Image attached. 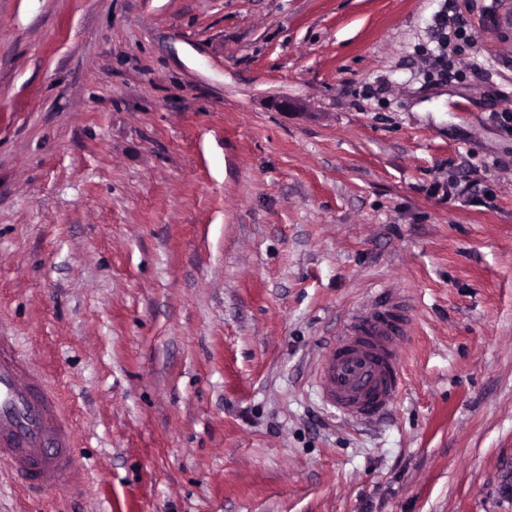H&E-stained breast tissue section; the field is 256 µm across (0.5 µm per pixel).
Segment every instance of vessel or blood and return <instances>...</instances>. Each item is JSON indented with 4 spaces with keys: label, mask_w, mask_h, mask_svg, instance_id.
<instances>
[{
    "label": "vessel or blood",
    "mask_w": 512,
    "mask_h": 512,
    "mask_svg": "<svg viewBox=\"0 0 512 512\" xmlns=\"http://www.w3.org/2000/svg\"><path fill=\"white\" fill-rule=\"evenodd\" d=\"M409 323L400 305L353 314L317 370L323 400L352 420L385 414L403 385L398 342ZM71 431L16 344L0 336V464L38 487L73 477Z\"/></svg>",
    "instance_id": "1"
}]
</instances>
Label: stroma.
I'll list each match as a JSON object with an SVG mask.
<instances>
[{"label":"stroma","mask_w":512,"mask_h":512,"mask_svg":"<svg viewBox=\"0 0 512 512\" xmlns=\"http://www.w3.org/2000/svg\"><path fill=\"white\" fill-rule=\"evenodd\" d=\"M505 112L512 0H0V336L84 475L0 512H512ZM395 299L358 424L315 373ZM408 331L399 304L367 306L348 318L317 370L323 400L352 420L385 414L402 389L398 342Z\"/></svg>","instance_id":"stroma-1"}]
</instances>
